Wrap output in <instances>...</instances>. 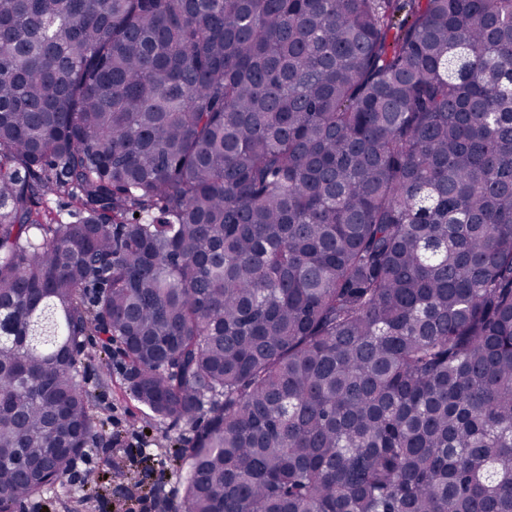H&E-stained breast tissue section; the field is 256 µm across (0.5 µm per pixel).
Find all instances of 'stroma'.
Returning a JSON list of instances; mask_svg holds the SVG:
<instances>
[{
    "label": "stroma",
    "instance_id": "obj_1",
    "mask_svg": "<svg viewBox=\"0 0 512 512\" xmlns=\"http://www.w3.org/2000/svg\"><path fill=\"white\" fill-rule=\"evenodd\" d=\"M103 342V337L94 334L84 337L81 377L95 395L102 437L91 440L90 452L78 460L63 484L40 498L24 500L16 512H120V488H136L143 470L128 454V444L140 443L155 459L168 461L174 448L192 438L193 425L155 420L128 398L124 392L127 360L117 351L105 356ZM105 366L112 373L108 386L101 382Z\"/></svg>",
    "mask_w": 512,
    "mask_h": 512
}]
</instances>
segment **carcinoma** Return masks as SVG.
I'll return each instance as SVG.
<instances>
[{"instance_id": "cac0c4a2", "label": "carcinoma", "mask_w": 512, "mask_h": 512, "mask_svg": "<svg viewBox=\"0 0 512 512\" xmlns=\"http://www.w3.org/2000/svg\"><path fill=\"white\" fill-rule=\"evenodd\" d=\"M92 328L182 512H512V0H0V512Z\"/></svg>"}]
</instances>
